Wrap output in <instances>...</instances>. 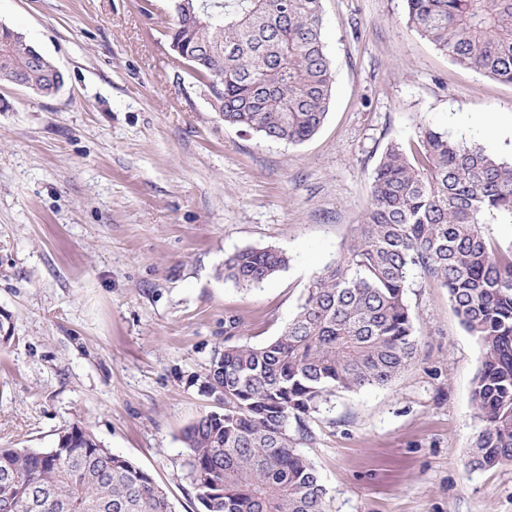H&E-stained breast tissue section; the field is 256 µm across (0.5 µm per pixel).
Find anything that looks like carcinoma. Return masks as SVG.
I'll list each match as a JSON object with an SVG mask.
<instances>
[{
    "label": "carcinoma",
    "mask_w": 512,
    "mask_h": 512,
    "mask_svg": "<svg viewBox=\"0 0 512 512\" xmlns=\"http://www.w3.org/2000/svg\"><path fill=\"white\" fill-rule=\"evenodd\" d=\"M170 40L224 124L300 144L323 124L333 73L321 0H173ZM408 24L459 66L512 84V0H405ZM0 25V83L16 73L50 96L54 62ZM512 217V164L487 147L422 126L390 143L370 203L340 257L310 282L285 330L261 345L214 353L206 387L224 412L183 431L202 512H325L314 465L296 451L307 421L338 392L382 387L407 369L417 340L407 301L414 269L448 288L481 345L471 401L483 423L469 465L512 463V248L491 245L487 216ZM276 248H246L219 275L242 287L286 268ZM0 512H174L144 470L86 428L62 429L50 448H0Z\"/></svg>",
    "instance_id": "cac0c4a2"
}]
</instances>
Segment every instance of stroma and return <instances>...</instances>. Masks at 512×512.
Listing matches in <instances>:
<instances>
[{"label":"stroma","instance_id":"stroma-1","mask_svg":"<svg viewBox=\"0 0 512 512\" xmlns=\"http://www.w3.org/2000/svg\"><path fill=\"white\" fill-rule=\"evenodd\" d=\"M327 116L294 145L225 125L170 49V0H0L63 72L52 96L0 84V448H48L77 424L201 512L182 432L221 404L204 387L238 321L267 343L336 261L387 145L420 126L512 162V84L455 64L403 0H321ZM494 115L496 128L485 118ZM286 269L218 278L248 247ZM415 362L329 398L297 451L326 512H512V464L468 465L481 362L440 282L412 272ZM288 255L276 248H246L224 259L219 276L242 287L259 285L286 268Z\"/></svg>","mask_w":512,"mask_h":512}]
</instances>
